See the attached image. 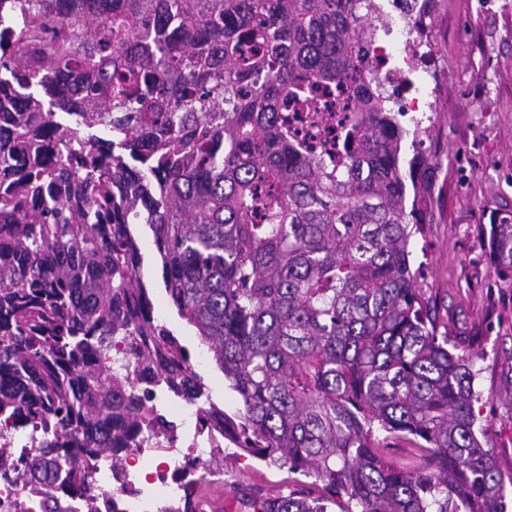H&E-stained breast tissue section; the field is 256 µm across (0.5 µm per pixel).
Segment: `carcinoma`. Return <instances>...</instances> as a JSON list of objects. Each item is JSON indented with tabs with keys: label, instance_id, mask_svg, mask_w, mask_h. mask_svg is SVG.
Segmentation results:
<instances>
[{
	"label": "carcinoma",
	"instance_id": "cac0c4a2",
	"mask_svg": "<svg viewBox=\"0 0 512 512\" xmlns=\"http://www.w3.org/2000/svg\"><path fill=\"white\" fill-rule=\"evenodd\" d=\"M362 0H15L0 33V416L78 443L15 456L43 512L60 478L88 501L145 420L148 380L205 396L190 354L151 317L132 225H147L166 294L239 398L224 435L325 496L252 512H507L475 429L474 361L438 334L411 266L428 185L404 175L405 129L355 86L315 147L300 112L369 53ZM40 87L44 96L30 92ZM492 245L512 266V224ZM423 441L401 470L377 434Z\"/></svg>",
	"mask_w": 512,
	"mask_h": 512
}]
</instances>
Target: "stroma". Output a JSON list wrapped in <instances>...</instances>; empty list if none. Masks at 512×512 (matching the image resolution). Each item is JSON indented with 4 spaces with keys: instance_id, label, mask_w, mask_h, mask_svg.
<instances>
[{
    "instance_id": "35a3bbf8",
    "label": "stroma",
    "mask_w": 512,
    "mask_h": 512,
    "mask_svg": "<svg viewBox=\"0 0 512 512\" xmlns=\"http://www.w3.org/2000/svg\"><path fill=\"white\" fill-rule=\"evenodd\" d=\"M421 41L438 70L429 98L435 124L417 133L426 148H404L426 162L422 174L431 184L412 262L438 306L441 332L474 341V414L488 430L512 506V279L497 272L491 251L495 225L512 224V0H432ZM135 231L160 321L197 353L194 328L165 293L151 232L142 224ZM223 458V484L198 490L223 491L224 512H249L248 500L264 495L322 494L315 477L267 465L233 442H225Z\"/></svg>"
}]
</instances>
